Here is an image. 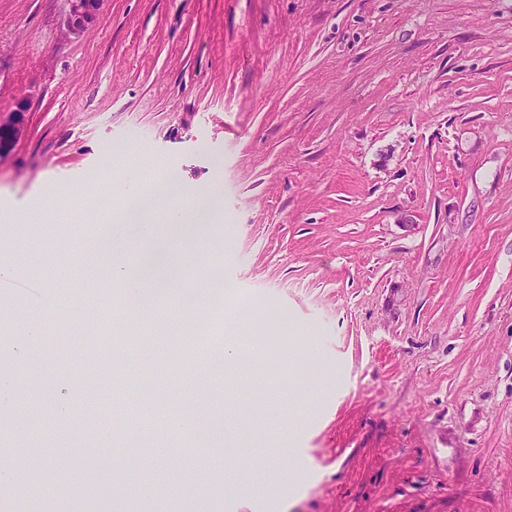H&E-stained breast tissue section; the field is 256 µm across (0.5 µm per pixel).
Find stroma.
Listing matches in <instances>:
<instances>
[{
	"label": "stroma",
	"mask_w": 512,
	"mask_h": 512,
	"mask_svg": "<svg viewBox=\"0 0 512 512\" xmlns=\"http://www.w3.org/2000/svg\"><path fill=\"white\" fill-rule=\"evenodd\" d=\"M66 10L0 0V111L29 104L0 211L54 209L0 226V494L29 496L36 453L35 512L79 485L89 512L137 458L153 493L120 512H189L172 487L207 450L186 456L169 422L205 353L160 337L173 301L124 310L87 234L99 198L175 176L222 190L213 333L254 369L212 400L228 453L209 512H251L242 455L269 512H512V0H107L78 38ZM81 253L97 286L78 312ZM107 332L139 339L144 394L116 365L78 395L100 373L78 352ZM94 409L140 418L167 456L85 430Z\"/></svg>",
	"instance_id": "obj_1"
}]
</instances>
